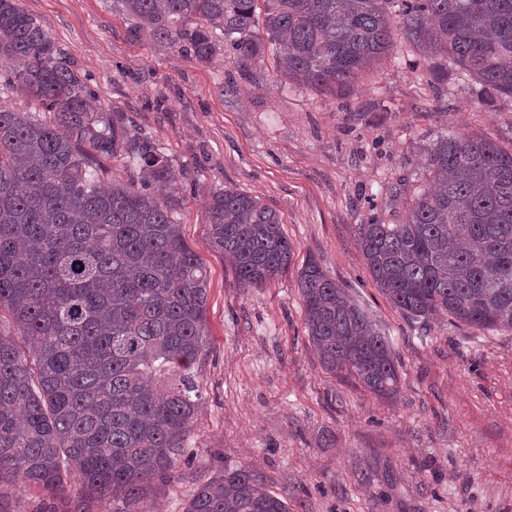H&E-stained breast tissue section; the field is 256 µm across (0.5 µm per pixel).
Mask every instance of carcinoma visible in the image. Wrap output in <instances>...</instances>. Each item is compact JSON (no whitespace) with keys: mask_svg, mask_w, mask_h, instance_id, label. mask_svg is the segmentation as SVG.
<instances>
[{"mask_svg":"<svg viewBox=\"0 0 512 512\" xmlns=\"http://www.w3.org/2000/svg\"><path fill=\"white\" fill-rule=\"evenodd\" d=\"M120 2L134 40L168 41L201 63L270 52L300 89L343 90L392 54L398 29L437 90L452 72L481 104L512 98V0H263L261 14L258 0ZM0 80L50 116L0 104V307L16 330H0V483L58 491L77 472L89 496L135 512L178 466L208 344L206 270L173 220L179 199L152 192L178 173L105 113L22 0H0ZM116 157L126 181L101 162ZM429 165L432 185L414 189L403 223L357 225L367 267L410 319L512 331V150L488 136H441ZM206 216L242 287L291 261L282 221L260 198L224 188L210 193ZM298 289L323 367L394 396L393 347L366 311L313 258ZM183 512L288 505L239 468L197 485Z\"/></svg>","mask_w":512,"mask_h":512,"instance_id":"carcinoma-1","label":"carcinoma"}]
</instances>
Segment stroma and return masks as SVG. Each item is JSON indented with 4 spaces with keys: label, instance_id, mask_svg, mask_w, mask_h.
I'll list each match as a JSON object with an SVG mask.
<instances>
[{
    "label": "stroma",
    "instance_id": "35a3bbf8",
    "mask_svg": "<svg viewBox=\"0 0 512 512\" xmlns=\"http://www.w3.org/2000/svg\"><path fill=\"white\" fill-rule=\"evenodd\" d=\"M84 75L104 110L145 134L182 171L175 213L208 275V345L184 455L142 512H181L218 470L246 467L288 512H512V331L441 315L412 321L376 287L356 227L399 224L439 136L512 145V99L479 104L466 84L438 95L402 57L362 72L345 95L288 87L271 58L201 63L133 40L118 0H23ZM259 196L282 219L288 267L241 287L210 239V192ZM315 258L389 336L396 397L326 371L312 349L298 277ZM82 478L44 497L0 487L10 512H104Z\"/></svg>",
    "mask_w": 512,
    "mask_h": 512
}]
</instances>
